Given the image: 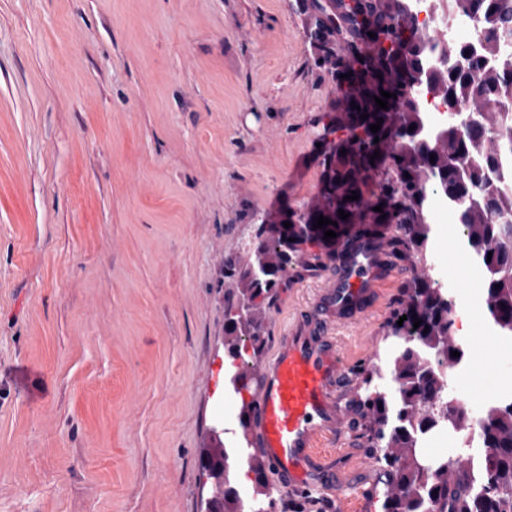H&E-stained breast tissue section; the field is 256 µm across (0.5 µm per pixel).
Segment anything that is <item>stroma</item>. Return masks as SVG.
Returning a JSON list of instances; mask_svg holds the SVG:
<instances>
[{
	"label": "stroma",
	"mask_w": 512,
	"mask_h": 512,
	"mask_svg": "<svg viewBox=\"0 0 512 512\" xmlns=\"http://www.w3.org/2000/svg\"><path fill=\"white\" fill-rule=\"evenodd\" d=\"M296 0H0V512H203L200 456L237 430L224 377V259L254 215L299 207L321 173L334 84L309 65ZM484 360L456 389H512V347L469 305L482 272L434 240ZM300 268L269 313L279 336L334 276ZM410 278L392 269L336 331L377 363ZM361 390L321 447L326 490L281 512H381Z\"/></svg>",
	"instance_id": "obj_1"
}]
</instances>
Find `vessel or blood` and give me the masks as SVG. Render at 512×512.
I'll return each mask as SVG.
<instances>
[{
	"mask_svg": "<svg viewBox=\"0 0 512 512\" xmlns=\"http://www.w3.org/2000/svg\"><path fill=\"white\" fill-rule=\"evenodd\" d=\"M388 274L375 249L356 248L327 281L323 314H300L262 365L249 437L278 491L304 494L327 484L318 439L345 426L337 396L344 371L333 331L365 315Z\"/></svg>",
	"mask_w": 512,
	"mask_h": 512,
	"instance_id": "obj_1",
	"label": "vessel or blood"
}]
</instances>
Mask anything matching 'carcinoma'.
<instances>
[{
	"instance_id": "obj_1",
	"label": "carcinoma",
	"mask_w": 512,
	"mask_h": 512,
	"mask_svg": "<svg viewBox=\"0 0 512 512\" xmlns=\"http://www.w3.org/2000/svg\"><path fill=\"white\" fill-rule=\"evenodd\" d=\"M296 2L311 27V64L340 96L317 120L323 150L315 195L297 209L258 213L262 246L224 260L237 298L224 312L233 388L254 393L270 308L307 258V246L334 262L355 236L383 239L389 266L407 260L414 268L388 322V358L359 373L369 447L379 449L383 512H512V403L484 405L471 444L472 421L454 402L449 374L470 358L452 317L455 294L425 265L433 234L429 201L439 192L454 214L458 243L483 272L487 324L512 341V0H451L450 13L472 18L479 30L470 44L421 40L408 16L414 0ZM404 38L407 57L394 50ZM419 83L448 107L464 109L468 126L434 129L426 112L404 109ZM382 90L396 94L386 110L374 100ZM379 119L381 129L371 132ZM376 151L380 157L370 159ZM381 170L385 178L377 181ZM354 193L359 199H348ZM378 205L383 212L374 210ZM321 215L332 223L313 228ZM327 230L337 237L324 239ZM403 315L407 320L397 324ZM416 317L422 323L415 329ZM445 430L458 438L459 453L424 455V443ZM207 454L213 477L224 478L217 512H276L274 491L250 449L216 437ZM234 461L254 475L246 498L231 481Z\"/></svg>"
}]
</instances>
